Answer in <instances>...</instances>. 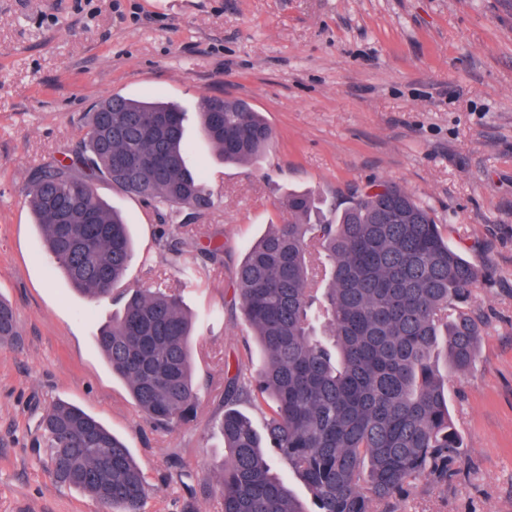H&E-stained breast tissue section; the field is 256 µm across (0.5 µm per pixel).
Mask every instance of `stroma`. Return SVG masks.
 I'll return each mask as SVG.
<instances>
[{"label": "stroma", "instance_id": "1", "mask_svg": "<svg viewBox=\"0 0 512 512\" xmlns=\"http://www.w3.org/2000/svg\"><path fill=\"white\" fill-rule=\"evenodd\" d=\"M117 93L184 109L187 162L215 201L195 233L224 244L223 267L185 284L150 209L96 185L130 226L127 284L179 291L197 322V416L171 431L138 410L96 346L118 300L71 289L29 206L34 173ZM225 95L275 130L257 162L222 163L198 131L202 99ZM379 181L428 206L485 272L467 303L485 322L476 367L448 382L460 475L419 481L396 512H512V0H0V299L22 333L0 344V512H98L53 481L38 446L58 401L125 441L149 485L146 512H180L179 470L193 487L215 484L224 364L263 361L234 302L236 265L287 221L288 190L339 202Z\"/></svg>", "mask_w": 512, "mask_h": 512}]
</instances>
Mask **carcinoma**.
<instances>
[{
  "instance_id": "cac0c4a2",
  "label": "carcinoma",
  "mask_w": 512,
  "mask_h": 512,
  "mask_svg": "<svg viewBox=\"0 0 512 512\" xmlns=\"http://www.w3.org/2000/svg\"><path fill=\"white\" fill-rule=\"evenodd\" d=\"M213 103L203 99L197 116L220 159L259 160L275 137L264 114L242 98L224 112ZM184 116L173 102L105 98L87 113L69 162L38 170L30 192L51 264L83 295H118L122 308L96 345L137 408L165 427L190 421L199 405L192 321L178 294L126 286L128 225L94 184L103 178L151 209L185 283L222 263L223 242L202 246L178 233L214 206L203 175L186 164ZM282 205L288 221L271 225L234 273L264 363L249 375L239 359L224 381L220 512H387L422 477L447 486L465 448L437 363L460 374L475 366L482 326L463 303L483 269L395 184L355 190L330 212L310 191L290 190ZM18 335L16 312L0 299V343ZM243 403L263 416L264 432ZM42 429L57 483L87 494L99 512H145L142 470L99 420L58 402ZM274 458L313 508L274 473ZM190 478L180 471L189 490L182 512H198Z\"/></svg>"
}]
</instances>
